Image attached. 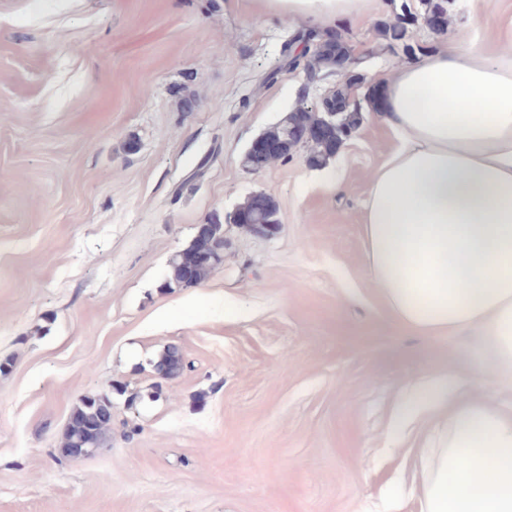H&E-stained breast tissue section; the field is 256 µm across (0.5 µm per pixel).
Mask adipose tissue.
I'll list each match as a JSON object with an SVG mask.
<instances>
[{
    "label": "adipose tissue",
    "instance_id": "obj_1",
    "mask_svg": "<svg viewBox=\"0 0 512 512\" xmlns=\"http://www.w3.org/2000/svg\"><path fill=\"white\" fill-rule=\"evenodd\" d=\"M324 25L374 0H255ZM505 53L449 40L383 78L396 147L370 180L363 235L370 279L393 323L477 338L466 360L429 369L400 409L433 422L418 450L419 512H512V22ZM486 377L504 394L474 390Z\"/></svg>",
    "mask_w": 512,
    "mask_h": 512
}]
</instances>
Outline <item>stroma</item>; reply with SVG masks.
<instances>
[{
    "mask_svg": "<svg viewBox=\"0 0 512 512\" xmlns=\"http://www.w3.org/2000/svg\"><path fill=\"white\" fill-rule=\"evenodd\" d=\"M447 8L442 34L425 0L336 23L365 60L355 130L252 170L254 138L344 86L289 67L306 24L252 0H0V512H418L401 388L476 340L397 330L368 278L363 203L396 136L366 96L448 36L496 52L486 18L512 20V0ZM400 22L409 51L383 52ZM259 193L276 233L226 223ZM216 223L223 264L166 288ZM103 393L109 443L65 457L72 408ZM184 368L183 359L179 351L169 346L164 350L153 365L154 371L161 376L173 377Z\"/></svg>",
    "mask_w": 512,
    "mask_h": 512,
    "instance_id": "35a3bbf8",
    "label": "stroma"
}]
</instances>
